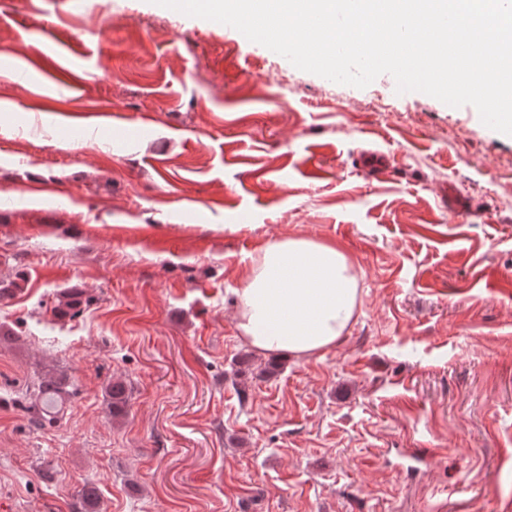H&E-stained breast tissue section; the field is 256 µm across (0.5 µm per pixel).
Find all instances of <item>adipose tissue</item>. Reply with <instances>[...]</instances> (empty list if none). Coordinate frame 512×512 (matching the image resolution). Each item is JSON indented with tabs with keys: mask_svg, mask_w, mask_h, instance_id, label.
<instances>
[{
	"mask_svg": "<svg viewBox=\"0 0 512 512\" xmlns=\"http://www.w3.org/2000/svg\"><path fill=\"white\" fill-rule=\"evenodd\" d=\"M237 291V330L264 355L297 360L331 348L358 306V280L336 246L288 238L250 256Z\"/></svg>",
	"mask_w": 512,
	"mask_h": 512,
	"instance_id": "adipose-tissue-1",
	"label": "adipose tissue"
}]
</instances>
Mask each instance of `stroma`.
Returning a JSON list of instances; mask_svg holds the SVG:
<instances>
[{"instance_id": "1", "label": "stroma", "mask_w": 512, "mask_h": 512, "mask_svg": "<svg viewBox=\"0 0 512 512\" xmlns=\"http://www.w3.org/2000/svg\"><path fill=\"white\" fill-rule=\"evenodd\" d=\"M1 100L0 280L27 283L0 302V512H83L86 484L97 512H512V138L476 108L153 0H0ZM286 238L359 282L303 360L236 330ZM68 288L89 304L59 322ZM45 377L64 409L35 429Z\"/></svg>"}]
</instances>
